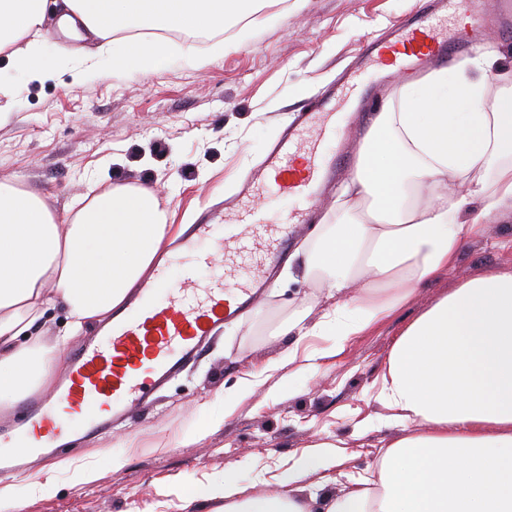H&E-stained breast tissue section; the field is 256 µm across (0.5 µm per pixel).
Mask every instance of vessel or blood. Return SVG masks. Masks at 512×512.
<instances>
[{
	"label": "vessel or blood",
	"instance_id": "obj_1",
	"mask_svg": "<svg viewBox=\"0 0 512 512\" xmlns=\"http://www.w3.org/2000/svg\"><path fill=\"white\" fill-rule=\"evenodd\" d=\"M476 10L475 0H427L386 37L365 39L359 67L304 108L301 123L245 173L226 207L190 226L175 244L174 264L158 266L110 325L70 355L59 385L26 405L21 424L0 425V469H36L71 438L126 421L195 360L217 326L246 311L268 288L311 206L348 165L349 144L336 134L358 113L337 111V103L363 93L366 78L382 67L449 65L469 56L487 27L512 29V0H498L490 17ZM328 144L336 147L330 158ZM260 195L290 203L284 220L258 217L252 201Z\"/></svg>",
	"mask_w": 512,
	"mask_h": 512
}]
</instances>
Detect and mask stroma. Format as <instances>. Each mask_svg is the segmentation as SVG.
Returning <instances> with one entry per match:
<instances>
[{
  "label": "stroma",
  "mask_w": 512,
  "mask_h": 512,
  "mask_svg": "<svg viewBox=\"0 0 512 512\" xmlns=\"http://www.w3.org/2000/svg\"><path fill=\"white\" fill-rule=\"evenodd\" d=\"M422 2L288 0L272 24L257 14L192 40L156 31L149 67L106 77L89 73L101 55L94 37L66 40L49 7L38 39L60 50L53 70L30 80L0 54V87L12 92L0 96V180L48 194L61 214L91 186L150 184L170 223L192 224L204 204L231 196L267 144L352 67L365 37L384 35ZM188 51L198 65L184 63ZM476 54L494 58L487 86L499 92L512 80V36L487 30ZM342 190L335 184L321 198L293 248L362 218L364 206L337 208ZM511 273L512 219H491L449 274L323 360L320 351L338 341L335 328L303 340L278 328L292 317L312 326L336 301L299 266L280 267L246 314L217 328L195 363L133 410L128 427L59 448L33 476L0 472V488L14 491L13 512H217L223 498L200 487L223 486L228 474L243 486L272 483L301 458L309 508L324 512L326 493H346L349 477L376 478L388 444L403 433L375 397L401 329L465 281ZM298 344L317 361L289 360ZM246 378L256 381L249 395L225 409L221 394ZM209 412L224 422L200 433ZM324 476L331 482L321 494Z\"/></svg>",
  "instance_id": "35a3bbf8"
}]
</instances>
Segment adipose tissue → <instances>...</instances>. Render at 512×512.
I'll return each mask as SVG.
<instances>
[{"mask_svg": "<svg viewBox=\"0 0 512 512\" xmlns=\"http://www.w3.org/2000/svg\"><path fill=\"white\" fill-rule=\"evenodd\" d=\"M281 2L62 0L59 25L103 39L104 76L120 63H148V29L219 31ZM46 4L0 0V53L30 79L57 61L36 40ZM136 25L141 35H131ZM348 190L367 202L364 218L297 253L307 272L323 273L329 294L356 304L354 314L340 302L321 317L340 338L332 357L448 273L485 221L512 207V108L461 67L401 75ZM168 233L147 186L93 194L62 219L47 195L0 182V407L52 390L67 344L150 275ZM58 307L68 330L49 345L32 328ZM377 398L406 432L388 445L376 482L353 480L344 496L327 497L325 512H512V275L468 280L407 325ZM222 496L223 512H308L286 480L253 491L228 478Z\"/></svg>", "mask_w": 512, "mask_h": 512, "instance_id": "ef3b65f1", "label": "adipose tissue"}]
</instances>
